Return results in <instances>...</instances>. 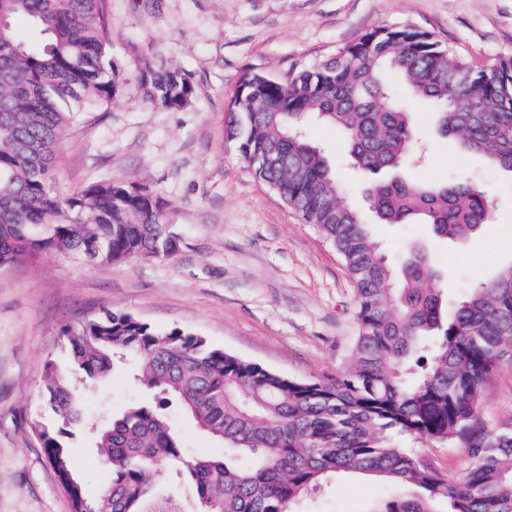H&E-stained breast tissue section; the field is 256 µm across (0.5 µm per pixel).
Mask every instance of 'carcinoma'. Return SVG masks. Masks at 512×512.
Wrapping results in <instances>:
<instances>
[{
  "instance_id": "carcinoma-1",
  "label": "carcinoma",
  "mask_w": 512,
  "mask_h": 512,
  "mask_svg": "<svg viewBox=\"0 0 512 512\" xmlns=\"http://www.w3.org/2000/svg\"><path fill=\"white\" fill-rule=\"evenodd\" d=\"M103 2L0 0V266L53 247L96 266L157 259L180 240L174 225L157 219L162 199L148 190L101 182L63 204L38 169L54 168L59 136L77 113L122 89L117 67L107 68ZM18 17L47 36L42 48L18 39ZM139 88L168 110L194 97L187 73L149 59ZM402 88L428 104L438 133L512 173V56L475 69L428 32L386 25L287 81L243 74L228 135L255 177L343 258L357 295L350 368L334 379L290 378L184 328L162 331L109 310L65 329L86 383L132 355L138 384L154 399L96 434L112 480L90 499L65 445L83 410L54 360L45 361L43 401L57 428L36 421L34 430L73 512L179 509L173 493L153 484L164 464L176 467L172 480L193 486L200 512H299L309 489L339 473L405 490L372 512H512V422L489 426L482 417L494 368L512 353V262L448 309L425 254L412 252L398 274L388 265L303 130L315 122L343 133L351 164L371 176L368 197L380 223L427 224L442 239H466L491 223L484 192L467 178L428 185L383 177L420 159ZM174 404L224 443V456L184 460L165 413ZM399 436L469 448L471 465L458 481L444 477L398 446Z\"/></svg>"
}]
</instances>
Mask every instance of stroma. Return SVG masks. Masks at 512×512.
Segmentation results:
<instances>
[{"label": "stroma", "instance_id": "stroma-1", "mask_svg": "<svg viewBox=\"0 0 512 512\" xmlns=\"http://www.w3.org/2000/svg\"><path fill=\"white\" fill-rule=\"evenodd\" d=\"M112 21L109 59L124 81L112 103L78 113L60 137L51 187L58 199L112 181L161 197L182 235L170 258L92 266L54 248L37 261L0 269V512H71L33 419L53 426L43 406V364L67 374L86 425L70 441L73 472L90 496L109 483L94 426L147 395L133 383L134 360L86 385L62 331L104 311L129 313L165 330L181 327L214 346L285 376L309 379L342 373L356 333L355 289L334 246L304 223L242 161L226 133L225 112L243 73L279 80L318 66L381 25L431 33L471 66L512 56V0H105ZM188 73L190 106L161 109L138 89L143 58ZM426 144L424 166L409 178L433 183L470 175L484 191L493 221L472 238H436L422 224L378 223L366 181L346 161L335 127L311 125L309 137L328 157L344 204L369 224L393 267L411 249L424 251L439 286L456 304L471 281L512 261V173L464 153L434 133L427 105L410 106ZM483 417L512 420V356L495 367ZM169 420L186 459L220 455L221 441L204 434L179 408ZM415 452L442 474L461 476L468 449L418 443ZM389 484L345 474L309 492L307 512H371Z\"/></svg>", "mask_w": 512, "mask_h": 512}]
</instances>
